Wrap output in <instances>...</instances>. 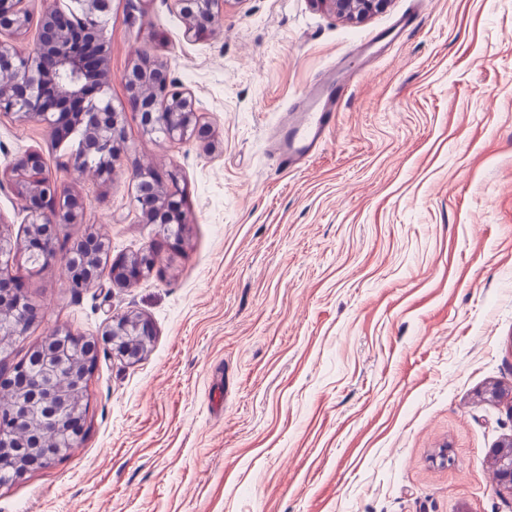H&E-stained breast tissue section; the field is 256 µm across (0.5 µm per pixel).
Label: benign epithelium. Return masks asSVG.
Listing matches in <instances>:
<instances>
[{"mask_svg":"<svg viewBox=\"0 0 512 512\" xmlns=\"http://www.w3.org/2000/svg\"><path fill=\"white\" fill-rule=\"evenodd\" d=\"M185 20V32L195 39L208 37L224 18L223 0H171ZM339 16L362 22L387 8L390 0H311ZM72 14L51 8L38 22L34 47L25 48L17 38L27 32L32 16L26 0H0V116L19 120L35 119L49 130L55 142L65 140L72 128L73 115L80 112L84 126V152L71 158L77 170L85 169L84 157L98 156V179L109 182L116 163L127 153L125 128L119 110L104 97L112 79L108 57L86 52L87 45L103 44L100 18L109 11L110 0H73ZM121 80L127 92V103L140 115L143 132L155 137L165 133L167 141L194 139L207 152L215 150L210 128L201 123V108L190 93L178 89L167 65L147 50L134 55ZM14 190L22 210L26 212L28 229L26 251L37 256L39 268L64 263L69 282L84 277H100V253L108 246L91 236L63 255L57 249V231L63 224L82 223L84 201L62 187L42 165L37 152L12 166ZM134 181L144 187L136 194L145 224H180L183 222V190L176 179L163 185L152 167L134 168ZM15 244L0 232V322L14 319L25 302L22 284L12 273ZM154 269L151 251L112 260L110 279L121 286L137 281ZM135 326L142 341L154 336L152 323L141 314L128 312L111 318L103 333V341L112 351L130 360L142 351L126 340L128 329ZM77 338L69 328H58L40 346L41 358L56 364L68 357L72 340ZM15 369L0 368V384L13 393L34 390L35 399L48 413L72 397L44 383L31 386V379L19 385L9 384ZM24 424L37 433L41 419L23 404L12 405L0 417V465L12 461L5 449L14 447L12 430ZM495 476L500 485L512 493V437L500 442L492 451Z\"/></svg>","mask_w":512,"mask_h":512,"instance_id":"benign-epithelium-1","label":"benign epithelium"}]
</instances>
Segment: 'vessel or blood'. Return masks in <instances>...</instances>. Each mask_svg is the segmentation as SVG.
<instances>
[{
  "mask_svg": "<svg viewBox=\"0 0 512 512\" xmlns=\"http://www.w3.org/2000/svg\"><path fill=\"white\" fill-rule=\"evenodd\" d=\"M355 59L337 76L319 77L284 113L269 138V152L279 167L302 168L325 146L336 127V109L341 95L365 73Z\"/></svg>",
  "mask_w": 512,
  "mask_h": 512,
  "instance_id": "obj_1",
  "label": "vessel or blood"
}]
</instances>
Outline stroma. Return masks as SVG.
<instances>
[{
  "label": "stroma",
  "instance_id": "obj_1",
  "mask_svg": "<svg viewBox=\"0 0 512 512\" xmlns=\"http://www.w3.org/2000/svg\"><path fill=\"white\" fill-rule=\"evenodd\" d=\"M112 0L108 94L128 154L76 172L35 120H0V229L25 236L10 164L39 151L86 200L65 252L155 251L131 285L74 292L64 264L13 273L41 309L4 366L54 329L100 340L134 311L136 361L103 345L84 436L0 488V512H512L487 456L512 436V0H391L353 24L310 0H226L206 39L172 0ZM413 27L349 90L302 170L267 138L289 102L405 13ZM154 51L219 142L145 138L121 81ZM174 174L186 224H145L135 163ZM451 461L441 464L440 450ZM132 323L138 332V336H141L144 344L154 336V327L152 323L143 315L133 312L112 317L102 336H104L103 341L107 345L112 346V351L114 353L130 360H136L143 352L135 348L125 338V336L128 335V329Z\"/></svg>",
  "mask_w": 512,
  "mask_h": 512
}]
</instances>
